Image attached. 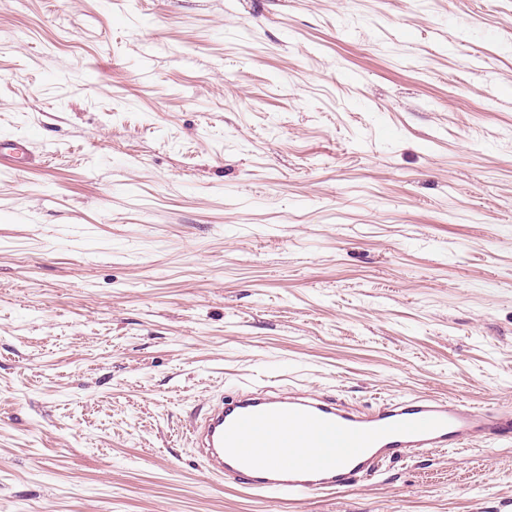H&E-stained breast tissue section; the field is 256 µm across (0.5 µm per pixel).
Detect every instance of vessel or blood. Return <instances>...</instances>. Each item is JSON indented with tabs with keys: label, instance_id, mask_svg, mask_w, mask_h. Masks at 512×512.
Wrapping results in <instances>:
<instances>
[{
	"label": "vessel or blood",
	"instance_id": "obj_1",
	"mask_svg": "<svg viewBox=\"0 0 512 512\" xmlns=\"http://www.w3.org/2000/svg\"><path fill=\"white\" fill-rule=\"evenodd\" d=\"M189 433L211 476L296 498L352 486L387 461L512 440V410L409 396L365 411L330 396L264 387L210 405ZM273 443L280 454L258 461L255 449ZM295 448L300 456H292Z\"/></svg>",
	"mask_w": 512,
	"mask_h": 512
}]
</instances>
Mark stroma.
I'll use <instances>...</instances> for the list:
<instances>
[{
    "mask_svg": "<svg viewBox=\"0 0 512 512\" xmlns=\"http://www.w3.org/2000/svg\"><path fill=\"white\" fill-rule=\"evenodd\" d=\"M0 512H512V444L268 499L273 383L512 409V0H0Z\"/></svg>",
    "mask_w": 512,
    "mask_h": 512,
    "instance_id": "35a3bbf8",
    "label": "stroma"
}]
</instances>
